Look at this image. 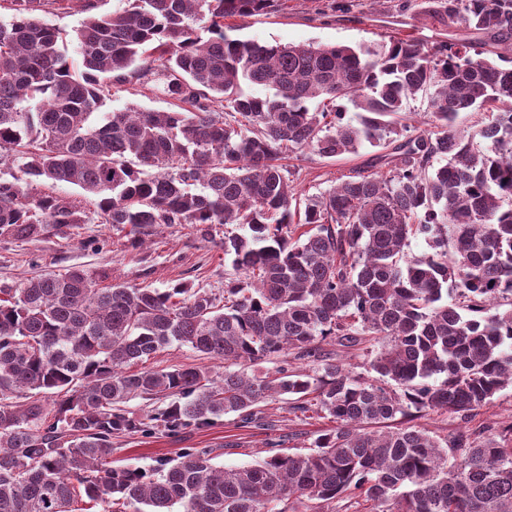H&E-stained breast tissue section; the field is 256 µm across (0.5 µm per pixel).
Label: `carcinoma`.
I'll list each match as a JSON object with an SVG mask.
<instances>
[{"instance_id": "cac0c4a2", "label": "carcinoma", "mask_w": 512, "mask_h": 512, "mask_svg": "<svg viewBox=\"0 0 512 512\" xmlns=\"http://www.w3.org/2000/svg\"><path fill=\"white\" fill-rule=\"evenodd\" d=\"M0 24V153L37 184L98 197L102 224H232L224 298L179 283L101 287L84 269L0 288V512H512V447L372 424L410 409L465 415L512 386V67L480 42L427 50L391 38L347 45L230 38L224 19L270 0H127L88 15L79 65L35 13L71 0H12ZM438 16L512 47V0H442ZM208 33L202 39L196 24ZM159 61L170 111H103L114 86ZM261 86L264 97L244 91ZM430 95V128L402 122ZM356 115L348 116L346 104ZM461 112L491 118L459 130ZM381 150L382 174L295 194L283 154ZM87 214L0 179V238L34 240ZM422 238L428 251L408 254ZM375 343L369 380L321 343ZM177 344L224 363L128 367ZM307 359L312 372L288 363ZM262 362L274 364L265 371ZM25 397L26 403L14 399ZM168 400L137 416L125 403ZM336 420L309 453L226 470L184 448L154 470L111 467L112 438L177 436L229 413L254 422L278 399Z\"/></svg>"}]
</instances>
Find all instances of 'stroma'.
I'll return each instance as SVG.
<instances>
[{
	"instance_id": "35a3bbf8",
	"label": "stroma",
	"mask_w": 512,
	"mask_h": 512,
	"mask_svg": "<svg viewBox=\"0 0 512 512\" xmlns=\"http://www.w3.org/2000/svg\"><path fill=\"white\" fill-rule=\"evenodd\" d=\"M440 0H275L266 11L235 21L230 35L268 44L366 46L396 37L425 48L448 40L472 41L473 31L432 12ZM110 108L165 110L168 99L155 84L140 81L113 90ZM376 148L363 146L354 155L330 160L304 150L288 154L285 163L297 192L317 195L335 186L343 175L361 169L377 172ZM55 194L89 214L85 224H72L32 241L0 239V286H15L41 273L62 274L74 267L100 276L103 285L124 284L164 290L182 283L216 294L224 291L231 258L224 253L221 224H164L151 228L143 245L133 243L130 225L94 220L96 198L79 188L58 185ZM273 423L264 429L243 424L237 414L224 415L215 425L175 437L125 436L116 439L113 465L151 469L177 458L184 448H208L216 466L234 469L254 464L269 451L285 455L310 452L317 436L333 423L320 414L292 412L278 401L264 407ZM395 427L425 429L438 441L461 433L477 439L496 436L512 446V388L500 391L474 416L461 418L444 411L412 413L396 418Z\"/></svg>"
}]
</instances>
